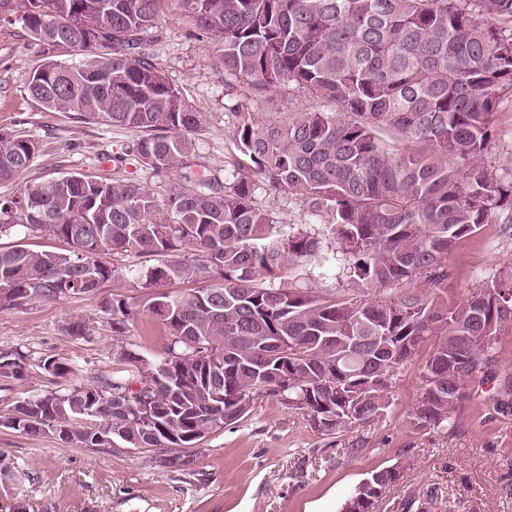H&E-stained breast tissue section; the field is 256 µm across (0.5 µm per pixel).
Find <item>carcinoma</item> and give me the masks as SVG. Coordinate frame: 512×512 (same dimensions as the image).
<instances>
[{
  "mask_svg": "<svg viewBox=\"0 0 512 512\" xmlns=\"http://www.w3.org/2000/svg\"><path fill=\"white\" fill-rule=\"evenodd\" d=\"M188 36L213 40L224 86L239 98L230 190L188 169L201 124L155 63L163 12ZM20 24L42 62L28 92L48 108L141 132L135 156L170 183L164 199L133 180L76 173L30 181L0 197V236L18 226L70 245L0 249V290L13 306L92 291L120 278L106 301L112 335L139 318L169 343L150 362L121 349L131 370L25 400L29 435L71 434L88 448L177 452L248 414L263 393L324 434L372 421L383 376L431 343L407 422L447 425L467 385L498 383L512 409V376L499 373L498 339L511 314L475 316V300L512 294V274L458 303L441 290L448 256L486 224L512 229V177L490 159L492 123L512 98V0H0V29ZM304 112H249L283 90ZM37 144L0 134V182L27 169ZM288 192L311 223L279 224L256 191ZM164 257L118 272L99 260ZM329 275L359 285L322 292ZM429 294L416 293L415 283ZM205 283L179 293L167 283ZM280 339L288 352L268 354ZM370 474L351 499L375 512L399 481Z\"/></svg>",
  "mask_w": 512,
  "mask_h": 512,
  "instance_id": "carcinoma-1",
  "label": "carcinoma"
}]
</instances>
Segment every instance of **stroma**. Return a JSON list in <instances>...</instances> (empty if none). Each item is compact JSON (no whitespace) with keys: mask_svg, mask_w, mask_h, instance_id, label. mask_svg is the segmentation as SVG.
Here are the masks:
<instances>
[{"mask_svg":"<svg viewBox=\"0 0 512 512\" xmlns=\"http://www.w3.org/2000/svg\"><path fill=\"white\" fill-rule=\"evenodd\" d=\"M161 27L156 61L187 104L203 114L187 162L232 185L238 155L232 131L239 117L230 109L212 45L188 38L180 17H162ZM40 60L23 30L0 35V133L38 145L30 167L0 183V196L70 172L131 179L165 196L166 183L133 154L139 131L49 109L29 97V76ZM256 200L279 223L309 221L299 197L261 189ZM510 272L512 230L485 225L449 257L444 296L460 301L493 274ZM112 292L108 284L94 293L0 306V363L18 361L20 370L16 378L0 375V417L23 399L111 379L121 368L116 345L149 360L163 357L168 338L152 320H136L125 336L113 337L101 311ZM80 317L93 324L92 335L68 334ZM428 354L421 349L401 368L387 390L388 406L374 422L325 435L301 411L264 394L245 417L183 449L178 466L159 450L87 448L0 425V512L17 504L27 512L52 505L58 512H341L358 485L385 468L398 469L400 480L376 512H409L410 503L419 501L430 512H512V411L500 407L494 390L476 405L463 400L454 427L407 424ZM46 358L68 367V375L45 372Z\"/></svg>","mask_w":512,"mask_h":512,"instance_id":"obj_1","label":"stroma"}]
</instances>
